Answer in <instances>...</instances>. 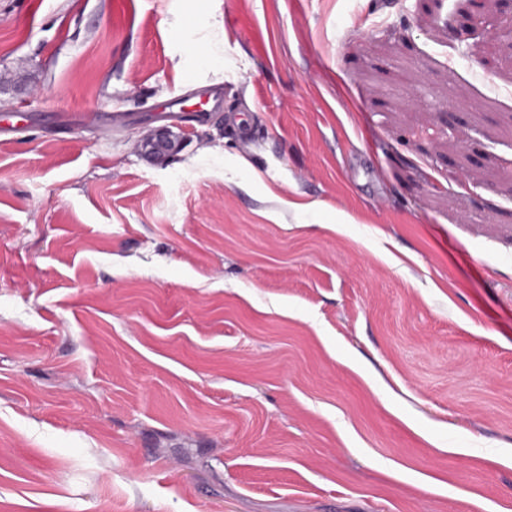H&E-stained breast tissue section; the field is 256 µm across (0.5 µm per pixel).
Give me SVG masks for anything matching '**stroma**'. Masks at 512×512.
Here are the masks:
<instances>
[{"label": "stroma", "instance_id": "1", "mask_svg": "<svg viewBox=\"0 0 512 512\" xmlns=\"http://www.w3.org/2000/svg\"><path fill=\"white\" fill-rule=\"evenodd\" d=\"M466 7L0 0V512H512V0L480 63Z\"/></svg>", "mask_w": 512, "mask_h": 512}]
</instances>
